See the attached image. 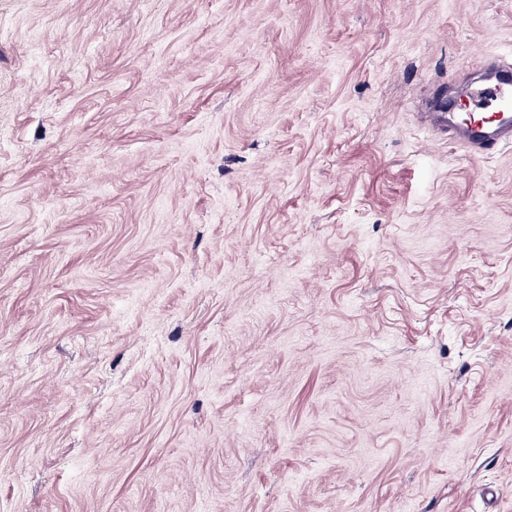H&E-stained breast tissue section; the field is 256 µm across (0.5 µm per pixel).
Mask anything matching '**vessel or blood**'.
<instances>
[{"label":"vessel or blood","mask_w":512,"mask_h":512,"mask_svg":"<svg viewBox=\"0 0 512 512\" xmlns=\"http://www.w3.org/2000/svg\"><path fill=\"white\" fill-rule=\"evenodd\" d=\"M486 77L471 93L475 116L459 122L451 116L440 119V127L473 153L512 142V65L497 60L484 64Z\"/></svg>","instance_id":"b4317fda"}]
</instances>
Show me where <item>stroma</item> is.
<instances>
[{"label": "stroma", "instance_id": "stroma-1", "mask_svg": "<svg viewBox=\"0 0 512 512\" xmlns=\"http://www.w3.org/2000/svg\"><path fill=\"white\" fill-rule=\"evenodd\" d=\"M489 55L512 0H0V512H512ZM484 69V86L472 91L471 101L488 115L475 117L470 112L467 121L455 122L457 112H448L447 101L439 100L443 107L439 115L441 129L475 154L512 142V65L493 59L485 62Z\"/></svg>", "mask_w": 512, "mask_h": 512}]
</instances>
